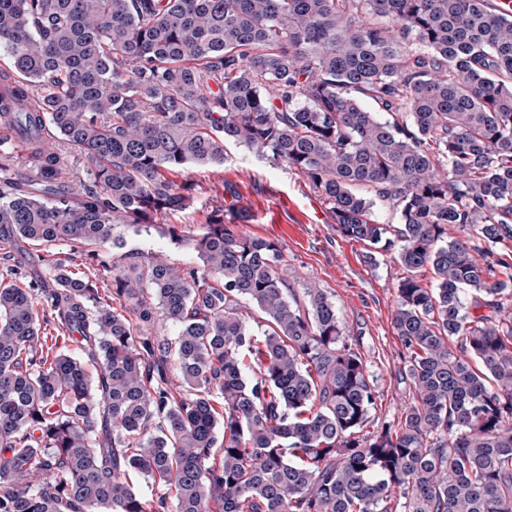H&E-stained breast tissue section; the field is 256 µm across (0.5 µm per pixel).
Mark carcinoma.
<instances>
[{"mask_svg": "<svg viewBox=\"0 0 512 512\" xmlns=\"http://www.w3.org/2000/svg\"><path fill=\"white\" fill-rule=\"evenodd\" d=\"M0 50V143L29 144L37 174L0 191V251L68 240L105 272L54 261L53 288L0 286V512H512V264L445 240L450 224L512 240V16L490 0H0ZM44 137L93 182L61 190ZM229 143L287 163L337 232L404 267L392 326L416 398L397 424L360 433L375 389L336 303L297 293L278 244L224 210L199 268L101 260L188 207L170 175L223 164ZM159 318L178 336H153ZM132 472L166 491L143 496ZM56 147L61 152L65 158V164L67 167L66 170V180H86L89 181L93 178V173L91 168L87 162V160L78 155L76 153L70 152L67 147L62 146L61 143H56Z\"/></svg>", "mask_w": 512, "mask_h": 512, "instance_id": "carcinoma-1", "label": "carcinoma"}]
</instances>
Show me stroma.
I'll return each instance as SVG.
<instances>
[{
    "mask_svg": "<svg viewBox=\"0 0 512 512\" xmlns=\"http://www.w3.org/2000/svg\"><path fill=\"white\" fill-rule=\"evenodd\" d=\"M182 176L195 184L192 204L149 231L128 233L122 248L102 246V256L116 261L123 255H159L178 266L197 267L201 261L192 238L212 211L221 207L243 215L242 230L280 245L281 274L293 288L313 281L335 302L346 340L367 362L373 380L376 404L368 428L398 422L415 399L391 323L394 288L405 275L401 264L389 254L369 262L362 244L337 232L310 181L280 160L230 143L223 164L193 166ZM173 228L183 232L184 243L171 241ZM79 249L69 241L46 247L18 242L11 254H0V283H14L20 272L32 280L44 278L48 261L69 260Z\"/></svg>",
    "mask_w": 512,
    "mask_h": 512,
    "instance_id": "1",
    "label": "stroma"
}]
</instances>
